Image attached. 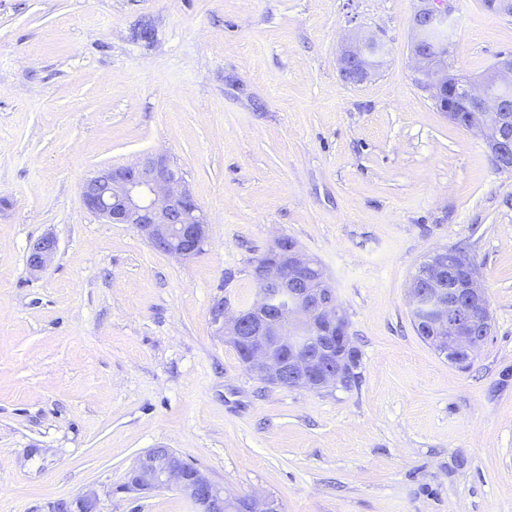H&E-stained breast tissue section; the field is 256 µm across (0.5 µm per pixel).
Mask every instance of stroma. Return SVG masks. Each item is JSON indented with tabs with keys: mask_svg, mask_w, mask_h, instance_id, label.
I'll use <instances>...</instances> for the list:
<instances>
[{
	"mask_svg": "<svg viewBox=\"0 0 512 512\" xmlns=\"http://www.w3.org/2000/svg\"><path fill=\"white\" fill-rule=\"evenodd\" d=\"M420 0H0V512L95 490L100 512H192L122 492L159 446L281 512H512V172L415 80ZM388 44L361 84L342 42ZM451 64L512 52V17L454 0ZM210 219L179 261L83 204L96 170L147 153ZM58 241L41 274L29 243ZM292 238L330 278L360 379H256L209 320ZM459 246L493 333L471 365L417 335L408 285Z\"/></svg>",
	"mask_w": 512,
	"mask_h": 512,
	"instance_id": "1",
	"label": "stroma"
}]
</instances>
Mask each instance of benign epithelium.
Segmentation results:
<instances>
[{
    "instance_id": "1",
    "label": "benign epithelium",
    "mask_w": 512,
    "mask_h": 512,
    "mask_svg": "<svg viewBox=\"0 0 512 512\" xmlns=\"http://www.w3.org/2000/svg\"><path fill=\"white\" fill-rule=\"evenodd\" d=\"M451 0H421L411 19V54L417 82L455 125L480 136L494 166L512 172V53L499 55L481 83L463 79L448 65ZM386 53L377 34L361 35L340 50V72L352 83L370 78L368 47ZM85 206L108 224H128L156 251L188 260L202 253L209 218L196 202L181 169L163 153L142 156L127 167L104 168L81 185ZM57 240L30 242L26 267L36 275L51 264ZM427 275L409 285L411 313L424 323L438 351L470 361L492 332L487 289L474 259L441 248L428 261ZM257 291L246 306L214 300L210 323L241 349L242 362L271 385L322 391L343 380V361L352 348L346 314L321 266L288 237L274 241L253 266ZM174 489L194 512H279L272 497L226 495L224 487L170 448H152L129 469L123 491ZM49 512H99L97 494L54 502Z\"/></svg>"
}]
</instances>
